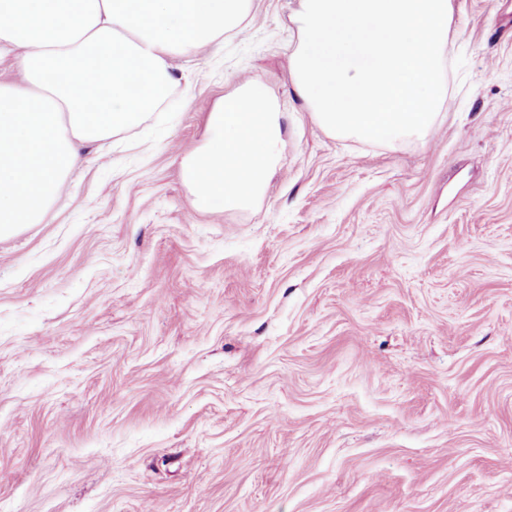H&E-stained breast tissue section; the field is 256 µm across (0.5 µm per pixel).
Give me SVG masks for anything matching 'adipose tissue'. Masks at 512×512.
<instances>
[{"label": "adipose tissue", "instance_id": "obj_1", "mask_svg": "<svg viewBox=\"0 0 512 512\" xmlns=\"http://www.w3.org/2000/svg\"><path fill=\"white\" fill-rule=\"evenodd\" d=\"M252 0H0V236L42 223L90 145L139 126L179 85L169 60L240 32ZM282 114L256 80L209 113L181 160L199 206H247L279 167Z\"/></svg>", "mask_w": 512, "mask_h": 512}]
</instances>
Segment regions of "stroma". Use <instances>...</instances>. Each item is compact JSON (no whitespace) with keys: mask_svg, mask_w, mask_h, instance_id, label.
Here are the masks:
<instances>
[{"mask_svg":"<svg viewBox=\"0 0 512 512\" xmlns=\"http://www.w3.org/2000/svg\"><path fill=\"white\" fill-rule=\"evenodd\" d=\"M297 4L0 237V512H512V0H453L454 109L395 147L295 94ZM249 78L279 168L201 210L181 158Z\"/></svg>","mask_w":512,"mask_h":512,"instance_id":"35a3bbf8","label":"stroma"}]
</instances>
